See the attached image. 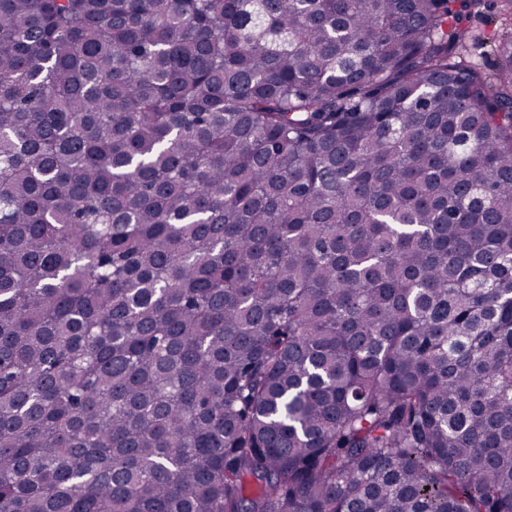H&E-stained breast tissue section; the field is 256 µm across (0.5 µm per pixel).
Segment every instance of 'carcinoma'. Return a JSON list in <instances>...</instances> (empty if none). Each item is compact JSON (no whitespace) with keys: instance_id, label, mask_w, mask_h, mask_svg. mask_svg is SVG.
Returning <instances> with one entry per match:
<instances>
[{"instance_id":"cac0c4a2","label":"carcinoma","mask_w":512,"mask_h":512,"mask_svg":"<svg viewBox=\"0 0 512 512\" xmlns=\"http://www.w3.org/2000/svg\"><path fill=\"white\" fill-rule=\"evenodd\" d=\"M479 5L0 0V512H512Z\"/></svg>"}]
</instances>
